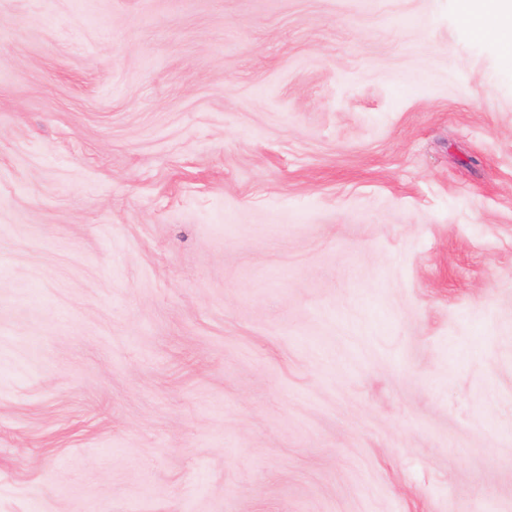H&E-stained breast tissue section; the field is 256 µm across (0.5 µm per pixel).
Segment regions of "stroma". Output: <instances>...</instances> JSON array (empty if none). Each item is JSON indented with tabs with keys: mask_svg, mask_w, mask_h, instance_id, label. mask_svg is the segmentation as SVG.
I'll return each instance as SVG.
<instances>
[{
	"mask_svg": "<svg viewBox=\"0 0 512 512\" xmlns=\"http://www.w3.org/2000/svg\"><path fill=\"white\" fill-rule=\"evenodd\" d=\"M458 2L0 0V512H512Z\"/></svg>",
	"mask_w": 512,
	"mask_h": 512,
	"instance_id": "35a3bbf8",
	"label": "stroma"
}]
</instances>
